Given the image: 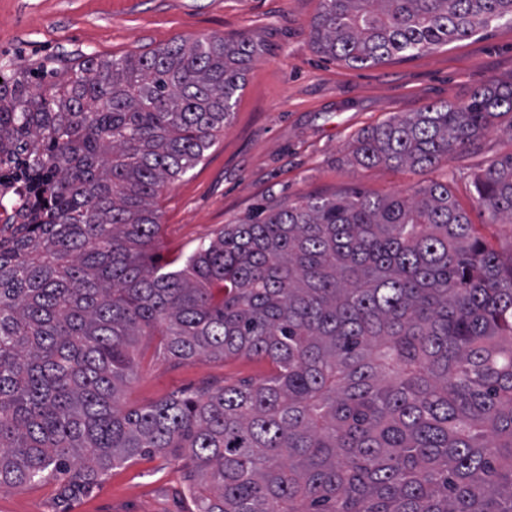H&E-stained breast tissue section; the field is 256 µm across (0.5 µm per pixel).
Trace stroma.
<instances>
[{
    "mask_svg": "<svg viewBox=\"0 0 512 512\" xmlns=\"http://www.w3.org/2000/svg\"><path fill=\"white\" fill-rule=\"evenodd\" d=\"M320 0H0V65L23 72L44 62L67 70L81 55L141 53L202 35L246 38L261 52L215 144L157 199L162 232L151 254L161 263L261 208L309 195L409 193L432 172L364 168L351 162L354 138L399 112L467 102L479 87L512 81V24L492 22L468 39L374 68L316 53L308 24ZM512 154V129L499 124L449 159L448 177L478 234L493 246L512 226L490 223L470 189L474 177ZM161 336L140 337L127 406L268 375V361H177ZM185 459L144 456L114 468L88 494L60 500L49 479L0 490V512H190Z\"/></svg>",
    "mask_w": 512,
    "mask_h": 512,
    "instance_id": "35a3bbf8",
    "label": "stroma"
}]
</instances>
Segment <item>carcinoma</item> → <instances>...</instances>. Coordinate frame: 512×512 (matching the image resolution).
Here are the masks:
<instances>
[{
    "mask_svg": "<svg viewBox=\"0 0 512 512\" xmlns=\"http://www.w3.org/2000/svg\"><path fill=\"white\" fill-rule=\"evenodd\" d=\"M512 23V0H321L312 47L378 67ZM260 48L202 36L61 79L0 76V488L88 492L145 454L189 462L196 512H512V241L446 180L308 196L149 261L165 185L224 128ZM512 114V83L361 131V167L435 169ZM512 223V155L474 182ZM274 365L123 406L139 337Z\"/></svg>",
    "mask_w": 512,
    "mask_h": 512,
    "instance_id": "carcinoma-1",
    "label": "carcinoma"
}]
</instances>
